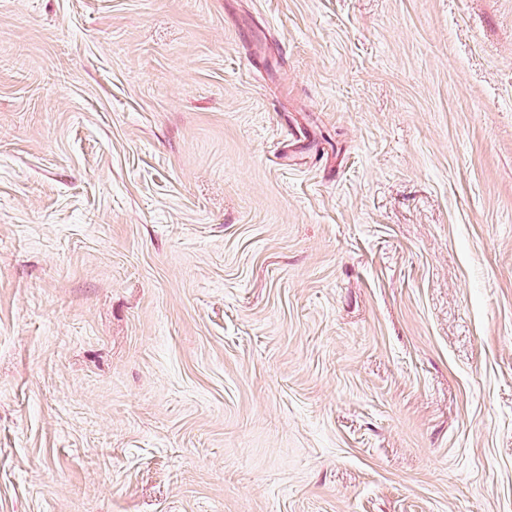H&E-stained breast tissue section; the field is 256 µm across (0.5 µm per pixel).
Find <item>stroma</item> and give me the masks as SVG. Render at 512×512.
I'll return each instance as SVG.
<instances>
[{"label":"stroma","instance_id":"obj_1","mask_svg":"<svg viewBox=\"0 0 512 512\" xmlns=\"http://www.w3.org/2000/svg\"><path fill=\"white\" fill-rule=\"evenodd\" d=\"M0 512H512V0H0Z\"/></svg>","mask_w":512,"mask_h":512}]
</instances>
